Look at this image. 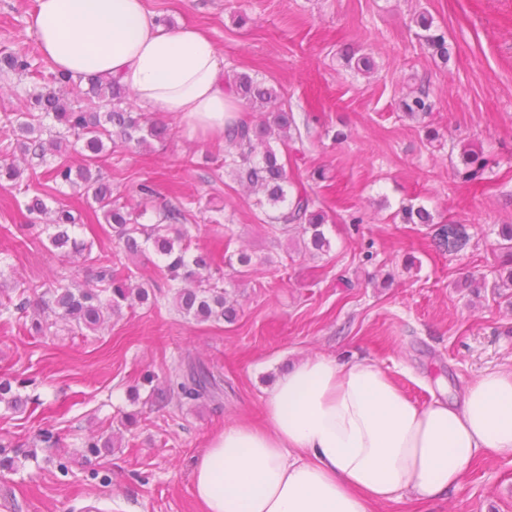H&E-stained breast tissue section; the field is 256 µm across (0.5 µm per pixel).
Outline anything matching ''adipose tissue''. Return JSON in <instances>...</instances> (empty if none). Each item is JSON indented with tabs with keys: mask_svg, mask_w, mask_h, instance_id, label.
Segmentation results:
<instances>
[{
	"mask_svg": "<svg viewBox=\"0 0 512 512\" xmlns=\"http://www.w3.org/2000/svg\"><path fill=\"white\" fill-rule=\"evenodd\" d=\"M30 24L56 69L120 75L141 106L182 118L188 138L223 135L240 115L211 38L167 30L143 0H35ZM481 454L512 455V371L479 376L461 402L421 405L375 362L311 356L278 377L263 424L213 438L192 482L202 512H372L443 497Z\"/></svg>",
	"mask_w": 512,
	"mask_h": 512,
	"instance_id": "obj_1",
	"label": "adipose tissue"
}]
</instances>
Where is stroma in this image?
Masks as SVG:
<instances>
[{
  "label": "stroma",
  "instance_id": "35a3bbf8",
  "mask_svg": "<svg viewBox=\"0 0 512 512\" xmlns=\"http://www.w3.org/2000/svg\"><path fill=\"white\" fill-rule=\"evenodd\" d=\"M170 28L206 32L223 76L247 73L278 90L294 117L277 146L290 194L324 214L328 252L310 256L295 234L272 233L264 209L222 169L211 139L113 148L101 172L132 197L151 182L160 202L191 203L194 247L251 255L248 276L223 266L235 322H198L172 306L160 261L129 267L159 289L157 307L124 309L98 333L57 326L29 334L0 320V378L27 379L25 410L0 404V440L53 434L57 445L0 475V512H201L193 460L224 428L259 420L276 379L300 358L379 363L414 402L460 400L482 374L512 367V309L476 293L470 276L493 279L497 231L512 224V0H144ZM35 0H0V50L32 49ZM430 13L448 42L440 59L420 46L412 16ZM352 47L373 71L346 67ZM428 91L426 123L400 104ZM483 152V180L462 179V146ZM0 183V265L6 286L42 283L52 272L86 285L85 265L61 264L46 236L24 229L28 198L46 192ZM431 224H407L405 205ZM441 224L465 225L461 252L436 247ZM192 354L224 381V397L200 408L158 407L152 384ZM121 448L85 460L88 436H106L127 414ZM376 512H512V456L478 457L444 498L405 497Z\"/></svg>",
  "mask_w": 512,
  "mask_h": 512
}]
</instances>
